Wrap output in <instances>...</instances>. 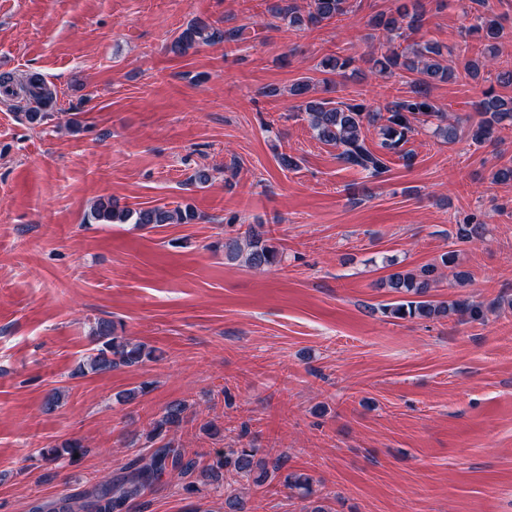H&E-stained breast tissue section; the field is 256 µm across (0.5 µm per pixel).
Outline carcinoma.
<instances>
[{
  "label": "carcinoma",
  "mask_w": 512,
  "mask_h": 512,
  "mask_svg": "<svg viewBox=\"0 0 512 512\" xmlns=\"http://www.w3.org/2000/svg\"><path fill=\"white\" fill-rule=\"evenodd\" d=\"M347 0H312L311 11L303 16L298 13L294 0H276L269 7L275 19L288 22L290 26L304 23L321 24L345 15ZM425 16L422 0H412L396 6L395 11L381 12L374 18V26L395 40L406 32L422 26ZM479 34V40L487 50L483 59L472 61L466 72L476 80L482 69L496 58V42L503 35V26L484 13L473 16V23L461 31L466 39ZM243 28H219L195 21L189 24L170 44V51L183 55L200 45L237 43L242 39ZM442 49L434 43L406 46L392 49L379 58L372 59V65L380 73L391 69H402L416 75L413 81V96L401 99L378 112L363 103L338 102L331 105L326 100H308L304 110L309 116L310 126L321 141L333 144L340 149L339 160L356 168L367 176L380 178L389 170L386 158L374 152L366 143L363 128L377 125L383 136V146L398 153L407 141L408 134L415 131V123L434 124L438 134L448 142L457 138V127L448 122V115L440 112L428 101V88L436 81L447 80L455 75L452 66L441 64ZM352 64L349 57L334 55L321 60L319 69L325 74L334 75L346 71ZM25 94L40 105L47 107L54 101L55 93L38 73L26 77L23 85ZM480 119L472 129V140L477 144L491 140L495 130L506 123H512V98H504L491 91L482 93L478 103ZM90 218L96 224H135L150 229L165 224H192L200 219L189 207L166 206L131 208L121 206L110 197L100 198L91 210ZM486 227L476 221L455 225L453 237L459 244L483 240ZM269 231L249 227L244 232L224 238V258L229 261L242 260L244 266L265 270L281 263L282 253L269 244ZM441 281L438 265L423 266L419 272L398 271L389 275L386 286L398 294V299L383 306L384 313L398 320L430 319L449 314L465 315L473 321L485 320L483 305L466 301H432L430 291ZM94 344L87 366L97 373L118 366L135 367L151 358V351L142 343L113 334L112 322L98 324L91 336ZM187 405L181 401L165 406L161 416L153 423L147 437L159 443L147 457L135 458L122 467V474L111 482L99 485L94 490L69 496L58 501L51 512H124L127 503L141 497L162 475L168 471L181 477H191L199 469V462L187 458L171 443L165 441L169 428L181 424ZM84 445L77 439L66 440L61 446L44 452L49 460H57L64 455L81 454ZM285 459L279 456L269 459L260 448H223L215 452L212 464L207 466V479L213 484L212 491L225 496L228 512H242L241 503L220 484L224 471H233L241 478L261 487L284 465ZM285 486L298 498L306 500L317 496L313 479L304 473L290 472L284 476Z\"/></svg>",
  "instance_id": "carcinoma-1"
}]
</instances>
